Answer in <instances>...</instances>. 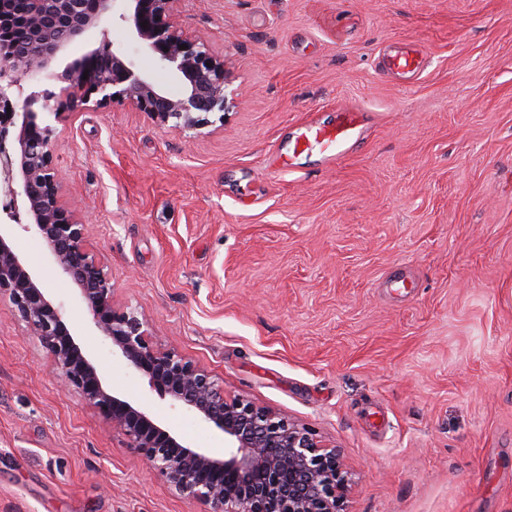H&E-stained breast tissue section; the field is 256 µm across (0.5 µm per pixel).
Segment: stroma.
<instances>
[{"mask_svg":"<svg viewBox=\"0 0 512 512\" xmlns=\"http://www.w3.org/2000/svg\"><path fill=\"white\" fill-rule=\"evenodd\" d=\"M180 20L227 62L224 114L197 130L128 103L41 115L115 305L227 397L335 446L345 512H512V0H183ZM110 41L181 90L124 23ZM406 42L426 70L383 75ZM351 104L373 114L354 154L268 167ZM27 221L0 209L107 386L223 454L95 335ZM204 510L64 388L1 296L0 512Z\"/></svg>","mask_w":512,"mask_h":512,"instance_id":"stroma-1","label":"stroma"}]
</instances>
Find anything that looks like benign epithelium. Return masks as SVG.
Masks as SVG:
<instances>
[{"label":"benign epithelium","mask_w":512,"mask_h":512,"mask_svg":"<svg viewBox=\"0 0 512 512\" xmlns=\"http://www.w3.org/2000/svg\"><path fill=\"white\" fill-rule=\"evenodd\" d=\"M24 27L0 34V159L13 204L29 218L25 229L46 243L62 277L78 287L97 335L146 377L153 391L185 406L224 434V454L195 448L164 428L147 410L108 389L74 329L12 246V228L0 224V296L14 305L58 371L127 440L176 493L207 506L205 512H344L347 478L339 454L323 449L317 433L251 401L224 394V383L192 359L153 345L152 332L133 313L118 309L104 265L85 247L81 206L65 196V177L54 163L51 127L38 123L35 105L61 115L94 102H129L157 125L198 129L224 111V56L179 23L182 0H127L119 18L148 51L185 84L173 98L111 50L114 0H25ZM147 27H142V22ZM93 29L96 47L66 65L59 91L33 90L22 111L7 113L21 92L14 74L53 81V64L75 39ZM187 48L182 50L180 45ZM88 76H83V73ZM19 125L11 147L8 127Z\"/></svg>","instance_id":"obj_1"}]
</instances>
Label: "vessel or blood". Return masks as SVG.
I'll use <instances>...</instances> for the list:
<instances>
[{
	"label": "vessel or blood",
	"mask_w": 512,
	"mask_h": 512,
	"mask_svg": "<svg viewBox=\"0 0 512 512\" xmlns=\"http://www.w3.org/2000/svg\"><path fill=\"white\" fill-rule=\"evenodd\" d=\"M425 58L414 45L383 55L380 67L385 74L415 78L424 70ZM367 130L362 108L349 106L338 109L334 126H321L312 122L301 126L293 143L294 154L318 151L326 165L337 164L346 158L353 144L364 137Z\"/></svg>",
	"instance_id": "1"
}]
</instances>
